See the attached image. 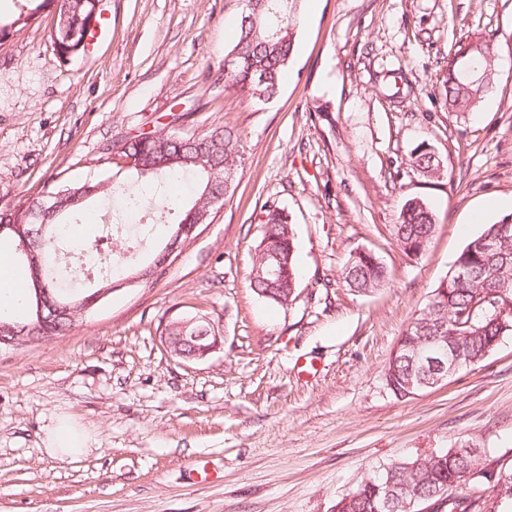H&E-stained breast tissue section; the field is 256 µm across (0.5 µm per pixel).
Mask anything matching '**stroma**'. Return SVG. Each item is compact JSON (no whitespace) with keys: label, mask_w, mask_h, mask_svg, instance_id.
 I'll return each instance as SVG.
<instances>
[{"label":"stroma","mask_w":512,"mask_h":512,"mask_svg":"<svg viewBox=\"0 0 512 512\" xmlns=\"http://www.w3.org/2000/svg\"><path fill=\"white\" fill-rule=\"evenodd\" d=\"M106 35L66 62L53 10L0 40V207L69 181L105 180V145L185 113L189 136L242 137L237 187L156 281L113 293L78 326L0 350V512H333L391 460L470 443L512 463V335L445 386L402 401L384 382L407 323L457 255L512 200V0H303L280 93L224 86L241 0H102ZM468 36L491 39L498 75L459 116L439 97ZM413 88L390 97L385 76ZM428 143L441 176L413 172ZM423 199L437 229L423 256L392 229ZM295 227L299 283L282 307L249 279L263 207ZM384 288L343 281L353 252ZM209 314L224 347L183 362L160 334ZM66 421L86 453L53 455ZM344 282L348 288L359 293H372L383 288L387 271L371 253L351 256L344 271Z\"/></svg>","instance_id":"stroma-1"}]
</instances>
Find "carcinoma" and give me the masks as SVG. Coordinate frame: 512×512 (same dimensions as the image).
<instances>
[{"mask_svg": "<svg viewBox=\"0 0 512 512\" xmlns=\"http://www.w3.org/2000/svg\"><path fill=\"white\" fill-rule=\"evenodd\" d=\"M48 0H24L12 20L0 23V33L11 28H24ZM99 0H68L66 9L57 16L56 38L53 43L61 57L76 56L87 26L96 19ZM253 21L238 29L233 51L244 53L233 74L224 79V87L252 101L270 97L280 91L283 77L292 61L296 41V18L302 0H248ZM444 106L450 112L465 115L477 104L470 99L468 82L459 67L448 68L443 80ZM121 156L132 160L126 170L136 175L131 182L97 181L90 183L95 192L83 199L67 196L62 207L35 221L29 217L36 207V199L25 206L0 208V225L15 224L23 229L28 245L38 257L39 270L28 272L29 289L25 305L29 315L24 319L0 314V322L32 324L35 337L60 336L74 325L71 317L57 314L58 305L75 303L94 295L114 283L105 276L89 283L81 291L67 292L60 287L52 272L57 243L66 226L77 223L84 215L88 202L102 196L124 198L133 207L159 200L169 212H176L179 220L166 224L163 243L184 226L199 220L210 223L205 205L200 203L205 187L212 193L224 191L230 176L242 167L241 139L222 127L202 130L196 136H183L160 129L128 136L119 141ZM409 165L424 177H434L439 162L431 149L420 144L413 149ZM176 176L194 179L191 198L172 195L158 177ZM436 230L434 214L426 203L417 198L402 206L393 234L403 252L418 257L426 250ZM21 235V236H23ZM21 236L5 230L0 241L13 245L14 253L23 263L26 256L19 250ZM494 245L488 250L484 242ZM295 231L285 210L272 204L264 209L262 234L255 247V260L249 287L258 296L281 306L295 299L298 270L295 260ZM272 254L280 257L285 270L278 286H273L260 275L262 260ZM160 254L145 260H134L123 265V276H132L156 263ZM460 268L468 270L464 279L457 278ZM347 287L359 293H372L385 286L387 271L370 253L351 256L344 271ZM512 306V214L483 230L464 246L446 279L435 289L427 306L413 318L399 336L397 345L385 369V382L397 399L416 394L434 384L432 375L413 359L415 347H426L434 336L448 337V347L463 356L464 367L481 363L497 347L500 339L512 335V311L502 314L498 308ZM198 321L188 330H174L172 336H206L210 325L205 314H197ZM467 445L450 448L431 456H416L387 464L364 481L355 492L334 504L335 512H384L383 503L394 495L420 499L429 504L448 503V512H512V465L501 464L496 486L487 482L483 470L489 459L473 456ZM472 483L486 487L488 498L463 493L460 486Z\"/></svg>", "mask_w": 512, "mask_h": 512, "instance_id": "obj_1", "label": "carcinoma"}]
</instances>
